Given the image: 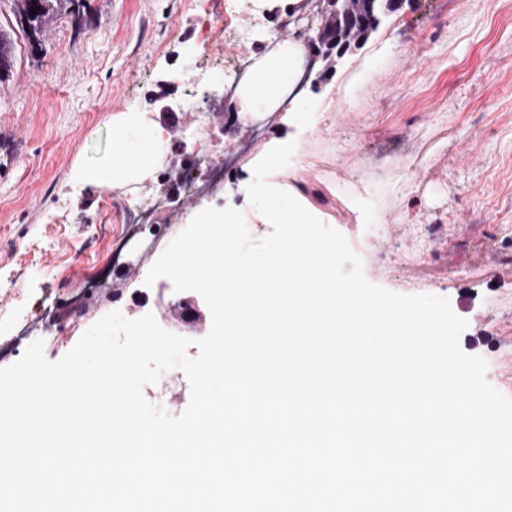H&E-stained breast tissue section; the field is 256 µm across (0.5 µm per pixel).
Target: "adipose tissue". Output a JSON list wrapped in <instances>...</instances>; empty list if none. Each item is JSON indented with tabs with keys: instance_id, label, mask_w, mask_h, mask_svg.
Returning a JSON list of instances; mask_svg holds the SVG:
<instances>
[{
	"instance_id": "adipose-tissue-1",
	"label": "adipose tissue",
	"mask_w": 512,
	"mask_h": 512,
	"mask_svg": "<svg viewBox=\"0 0 512 512\" xmlns=\"http://www.w3.org/2000/svg\"><path fill=\"white\" fill-rule=\"evenodd\" d=\"M306 53L303 43H290L282 52L266 56L255 68L245 73L241 79V91L235 104L240 121H247L257 104L280 111L285 116L310 109L311 104L303 97H289L284 91V79L293 72ZM151 129L161 134L162 128L145 113H137L131 118L112 127V163L84 170L82 179L97 187L111 188L113 194L121 195L131 184L145 179L154 168L158 158L157 145H150L146 153L132 154L131 135L134 129Z\"/></svg>"
}]
</instances>
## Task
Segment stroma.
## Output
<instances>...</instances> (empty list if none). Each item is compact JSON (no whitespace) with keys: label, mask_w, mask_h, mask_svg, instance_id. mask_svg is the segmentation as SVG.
Instances as JSON below:
<instances>
[{"label":"stroma","mask_w":512,"mask_h":512,"mask_svg":"<svg viewBox=\"0 0 512 512\" xmlns=\"http://www.w3.org/2000/svg\"><path fill=\"white\" fill-rule=\"evenodd\" d=\"M268 0H78L32 46L0 0V31L14 64L0 81V315L15 316L43 343L47 359L70 351L110 313L112 298L86 280L106 270L125 316L163 320L179 294L149 270L187 227L184 215L158 236L126 238L135 208L170 190L175 169L199 152L223 158L239 138L208 117L209 134L162 113L163 98L198 107L209 82L188 83L232 54L228 29L251 32V56L295 40L308 19L288 23ZM379 53L376 73L363 61ZM309 100H335L312 113L305 163L289 161L278 184L313 181L308 194L332 228L351 215L379 232L357 249L368 281L403 295L448 298L468 322L464 352L483 357L486 379L512 397V0H402L360 48L309 78ZM161 113L167 130L151 179L117 196L75 172L112 157V120ZM242 164L208 195L250 217Z\"/></svg>","instance_id":"35a3bbf8"}]
</instances>
